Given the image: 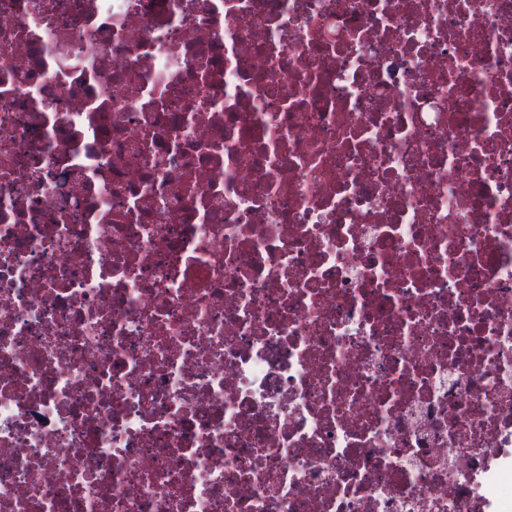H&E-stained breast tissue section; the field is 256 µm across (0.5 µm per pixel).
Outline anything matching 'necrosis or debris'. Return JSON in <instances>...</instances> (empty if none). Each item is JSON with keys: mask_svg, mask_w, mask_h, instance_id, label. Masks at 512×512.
Segmentation results:
<instances>
[{"mask_svg": "<svg viewBox=\"0 0 512 512\" xmlns=\"http://www.w3.org/2000/svg\"><path fill=\"white\" fill-rule=\"evenodd\" d=\"M0 512H512V0H0Z\"/></svg>", "mask_w": 512, "mask_h": 512, "instance_id": "4bbe7bcc", "label": "necrosis or debris"}]
</instances>
